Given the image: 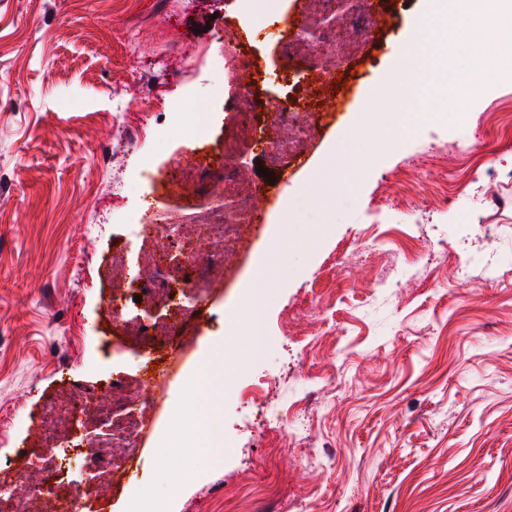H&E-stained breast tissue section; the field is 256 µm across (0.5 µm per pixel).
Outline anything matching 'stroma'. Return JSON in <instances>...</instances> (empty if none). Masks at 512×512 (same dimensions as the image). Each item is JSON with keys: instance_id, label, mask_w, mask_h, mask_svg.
Wrapping results in <instances>:
<instances>
[{"instance_id": "obj_1", "label": "stroma", "mask_w": 512, "mask_h": 512, "mask_svg": "<svg viewBox=\"0 0 512 512\" xmlns=\"http://www.w3.org/2000/svg\"><path fill=\"white\" fill-rule=\"evenodd\" d=\"M385 28L364 26V59L344 87V103L324 113L304 166L273 179L258 175L260 152L241 150L245 181L260 187L265 215L228 276L207 298L206 319L184 330L179 379L155 394V427L135 469L80 512H137L161 501L167 512H512V74L474 97L464 115L445 103L469 72L457 29L426 33L427 53L400 59V39L432 0H384ZM261 31L245 0H0V467L16 471L21 512H34L42 472L5 456L40 447L43 408L72 384L90 396L81 419L59 434L65 448L99 426L106 385L136 373L140 351L106 304L121 293L126 320L166 321L165 309L136 302L112 254L145 267L158 243L141 246L130 223L140 213L181 220L205 203L209 179L169 180L210 155L234 124L223 100L209 99L234 34L251 69L283 66L284 45L320 0H263ZM387 101L370 129L357 128L366 98ZM151 108L150 131L133 135L117 113ZM207 115L211 142L171 138ZM486 128L491 147L466 160L455 142ZM359 167L350 189L327 188L332 151ZM153 166L125 198L112 182ZM381 209L369 225L366 212ZM447 241L454 264L420 276L428 239ZM393 250L396 284H379V248ZM265 293L264 333L229 336L245 298L239 282ZM331 294L327 319L305 321L288 337V312ZM238 344L211 359L212 341ZM213 362L211 438L198 447L192 417L200 398L183 375ZM277 405L305 417L304 437L270 431ZM266 463L268 476L251 478ZM187 469L176 494L162 476ZM283 498L274 501L273 489Z\"/></svg>"}]
</instances>
